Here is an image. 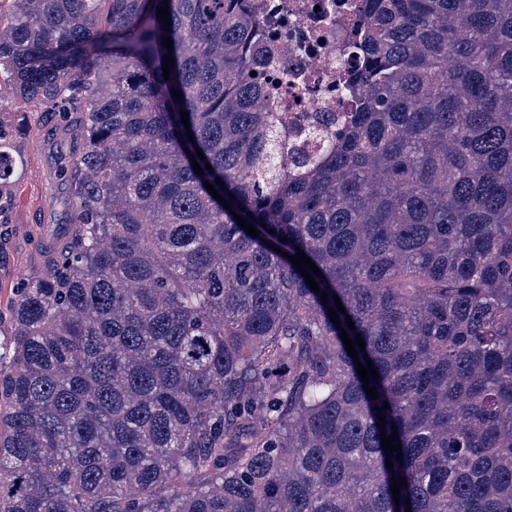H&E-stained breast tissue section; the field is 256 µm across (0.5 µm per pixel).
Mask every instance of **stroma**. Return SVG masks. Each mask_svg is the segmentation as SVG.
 <instances>
[{"label":"stroma","instance_id":"stroma-1","mask_svg":"<svg viewBox=\"0 0 512 512\" xmlns=\"http://www.w3.org/2000/svg\"><path fill=\"white\" fill-rule=\"evenodd\" d=\"M0 118L14 127L11 152L18 161L14 175L15 203L7 224L0 226V309L14 288L36 269L35 240L43 233L40 214L48 212L47 161L37 147L50 121L37 104L20 103L11 95L0 96Z\"/></svg>","mask_w":512,"mask_h":512}]
</instances>
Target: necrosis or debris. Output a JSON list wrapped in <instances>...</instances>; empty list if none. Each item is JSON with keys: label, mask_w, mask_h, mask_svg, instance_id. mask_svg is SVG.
I'll use <instances>...</instances> for the list:
<instances>
[{"label": "necrosis or debris", "mask_w": 512, "mask_h": 512, "mask_svg": "<svg viewBox=\"0 0 512 512\" xmlns=\"http://www.w3.org/2000/svg\"><path fill=\"white\" fill-rule=\"evenodd\" d=\"M254 5L278 33L265 45L271 60L264 71L270 108L287 113L288 138L302 143L305 129L354 107L343 75L360 64L345 49L357 0H254Z\"/></svg>", "instance_id": "necrosis-or-debris-1"}]
</instances>
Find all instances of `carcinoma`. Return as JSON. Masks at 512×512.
Masks as SVG:
<instances>
[{
    "label": "carcinoma",
    "mask_w": 512,
    "mask_h": 512,
    "mask_svg": "<svg viewBox=\"0 0 512 512\" xmlns=\"http://www.w3.org/2000/svg\"><path fill=\"white\" fill-rule=\"evenodd\" d=\"M261 33L248 0H0L55 224L0 341V512H512V0H362L356 108L286 167Z\"/></svg>",
    "instance_id": "carcinoma-1"
}]
</instances>
